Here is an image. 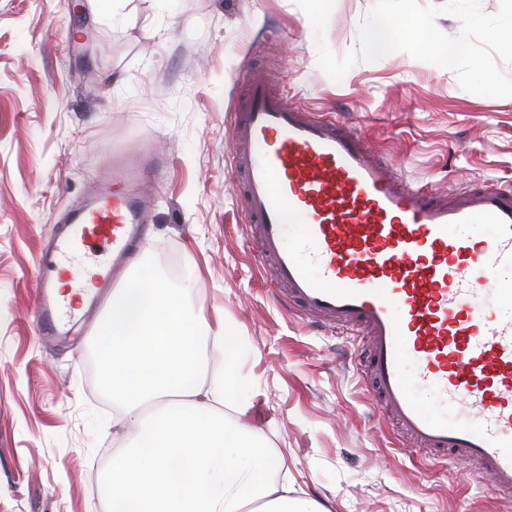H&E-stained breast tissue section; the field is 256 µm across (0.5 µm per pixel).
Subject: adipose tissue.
<instances>
[{
    "mask_svg": "<svg viewBox=\"0 0 512 512\" xmlns=\"http://www.w3.org/2000/svg\"><path fill=\"white\" fill-rule=\"evenodd\" d=\"M224 353L212 371L201 349ZM112 400L135 425L112 455L106 512H326L301 498L279 454L242 417L237 338L193 317L153 269L115 289L96 336Z\"/></svg>",
    "mask_w": 512,
    "mask_h": 512,
    "instance_id": "1",
    "label": "adipose tissue"
}]
</instances>
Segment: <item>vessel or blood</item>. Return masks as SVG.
I'll use <instances>...</instances> for the list:
<instances>
[{"instance_id": "vessel-or-blood-1", "label": "vessel or blood", "mask_w": 512, "mask_h": 512, "mask_svg": "<svg viewBox=\"0 0 512 512\" xmlns=\"http://www.w3.org/2000/svg\"><path fill=\"white\" fill-rule=\"evenodd\" d=\"M246 82L227 176L274 295L312 323L360 334L355 368L410 447L512 496V186L452 196L401 186L359 131L290 105L260 72ZM162 166L150 150L123 152L70 207L39 274L44 335L64 332L59 269L80 251L106 250L112 264L70 317L89 319L122 285ZM477 223L490 228L480 240L468 232ZM416 388L442 414L414 401ZM451 411L477 416L479 430Z\"/></svg>"}]
</instances>
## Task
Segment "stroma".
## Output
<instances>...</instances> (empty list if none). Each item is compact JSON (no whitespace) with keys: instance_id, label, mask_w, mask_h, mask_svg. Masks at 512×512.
I'll list each match as a JSON object with an SVG mask.
<instances>
[{"instance_id":"35a3bbf8","label":"stroma","mask_w":512,"mask_h":512,"mask_svg":"<svg viewBox=\"0 0 512 512\" xmlns=\"http://www.w3.org/2000/svg\"><path fill=\"white\" fill-rule=\"evenodd\" d=\"M374 0H334L316 35L295 0H0V512H92L112 450L133 437L112 408L93 329L45 341L37 270L66 209L126 145L158 143L139 261L241 340L246 414L300 496L332 512H512L465 468L402 445L355 373L356 345L278 306L226 170L230 114L260 70L289 102L331 112L403 185L461 193L512 185V96L464 90L404 51L333 82L320 46L354 49Z\"/></svg>"}]
</instances>
